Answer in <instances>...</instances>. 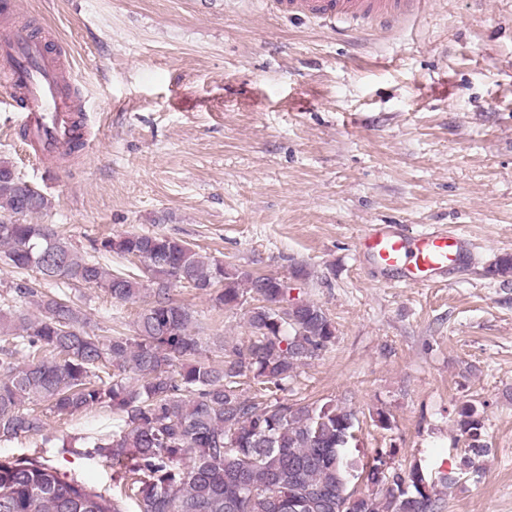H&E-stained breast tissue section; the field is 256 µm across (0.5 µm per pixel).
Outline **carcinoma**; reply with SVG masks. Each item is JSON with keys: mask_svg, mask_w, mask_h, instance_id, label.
Segmentation results:
<instances>
[{"mask_svg": "<svg viewBox=\"0 0 512 512\" xmlns=\"http://www.w3.org/2000/svg\"><path fill=\"white\" fill-rule=\"evenodd\" d=\"M48 199L0 159V253L44 281L92 285L118 302L156 286L133 336L84 331L75 304L18 283L13 292L34 297L39 315L0 308V441L37 434L43 416L25 405L41 402L57 416L107 404L121 416L96 452L122 470L121 494L107 496L59 475L37 459L0 458V512H440L423 470L379 479L380 457H351L355 411L331 401L290 402L278 397L297 369L333 344L336 328L322 307L288 302L272 275L228 270L189 244L158 234L103 238L101 254L137 259L143 278L114 272L85 257L48 224L22 218L42 212ZM186 285L218 308L243 305L253 294L263 305L249 311L247 344L224 349V360L201 358L199 320L170 295ZM21 361L14 362L16 356ZM259 386L261 399L242 395L241 380ZM468 454L488 452L484 423L473 404L458 411ZM362 481L365 491L354 489ZM348 507H343V504Z\"/></svg>", "mask_w": 512, "mask_h": 512, "instance_id": "carcinoma-1", "label": "carcinoma"}]
</instances>
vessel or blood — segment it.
Returning <instances> with one entry per match:
<instances>
[{
	"label": "vessel or blood",
	"instance_id": "b4317fda",
	"mask_svg": "<svg viewBox=\"0 0 512 512\" xmlns=\"http://www.w3.org/2000/svg\"><path fill=\"white\" fill-rule=\"evenodd\" d=\"M270 12L301 17L330 28L390 31L423 10L428 0H264ZM15 0L0 10V85L14 95L23 111V126L36 154L43 160L62 155L73 139H86L78 117L81 98L68 94L72 74L58 53L29 26L13 22ZM359 249L379 266L401 273L405 284L422 286L446 280L470 262L472 252L463 238L433 228L410 235L390 224L368 225Z\"/></svg>",
	"mask_w": 512,
	"mask_h": 512
}]
</instances>
